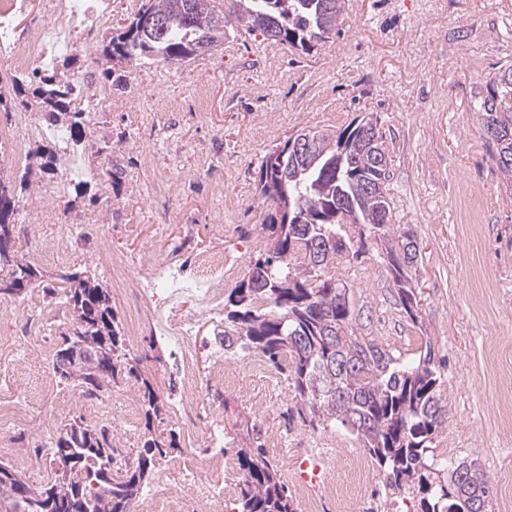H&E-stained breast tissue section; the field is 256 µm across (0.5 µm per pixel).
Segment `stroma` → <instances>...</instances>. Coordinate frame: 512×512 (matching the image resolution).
<instances>
[{
    "mask_svg": "<svg viewBox=\"0 0 512 512\" xmlns=\"http://www.w3.org/2000/svg\"><path fill=\"white\" fill-rule=\"evenodd\" d=\"M118 0L92 42L72 54L90 114L79 148L81 182L90 167L122 172L119 192L91 183L39 213L20 207L18 241L72 234V266L111 281L95 253L110 248L135 258L224 248L242 278L265 248L266 208L256 193L265 155L290 136L337 130L358 117L378 119L391 160L387 187L394 224L413 231L422 256L415 273L418 309L398 305L386 252L347 225L351 259L336 273L350 290L358 335L402 357L430 337L442 370L448 426L435 452L476 461L492 480V512H512V182L491 158L474 106L500 65L512 63V0H346L339 29L304 53L227 28L214 50L172 66L108 61L112 29L136 13ZM127 74L131 88L98 96L104 69ZM98 141L109 152L95 153ZM224 227L216 239L212 227ZM225 366L236 386L208 385V401L224 411V445L237 453L240 433L279 430L287 448L315 449L311 467L358 450L341 430L312 428L285 374L268 379L243 354ZM13 384L29 401L27 427L6 432L0 458L18 462L26 448L48 442L40 427L63 386L49 364L14 365L0 358V387Z\"/></svg>",
    "mask_w": 512,
    "mask_h": 512,
    "instance_id": "stroma-1",
    "label": "stroma"
}]
</instances>
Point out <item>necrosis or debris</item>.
<instances>
[{
	"label": "necrosis or debris",
	"mask_w": 512,
	"mask_h": 512,
	"mask_svg": "<svg viewBox=\"0 0 512 512\" xmlns=\"http://www.w3.org/2000/svg\"><path fill=\"white\" fill-rule=\"evenodd\" d=\"M113 0H48L44 13L36 15L31 0H0V74H20L34 66H48L74 45L77 35L93 36L112 15ZM34 17L36 33L18 27L23 17ZM45 129L31 112L14 113L9 123L0 124V149L5 161L22 166L28 161L27 143L45 137ZM97 250L112 269V293L133 296L129 307L132 326L140 324V308L153 306L151 332L164 342L173 360L177 388L172 403L173 418L191 426L194 447L181 467L190 471L204 465L217 477H235V459L224 450V413L206 399L203 381L229 387L232 372L224 365V354L216 350L208 366L199 359L198 326L207 320L224 324V282L232 272L220 250L195 254L183 260L161 261L152 254H141L137 261L112 252L106 239H99ZM0 354L15 363L41 361L51 355V347L39 324L27 323L20 336L0 345ZM58 416L78 412L106 423L113 430L116 446H124L131 434L138 407L125 398L120 409H112L107 398L82 393H60L56 402ZM351 504L353 512H378L374 505L376 479L365 460L350 456ZM296 493L302 512H327L326 502L336 496V483L324 474L300 476ZM136 512H233L223 488L204 485L191 479L161 478L138 500Z\"/></svg>",
	"instance_id": "obj_1"
}]
</instances>
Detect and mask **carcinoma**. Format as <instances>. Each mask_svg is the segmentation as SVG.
<instances>
[{"label":"carcinoma","instance_id":"obj_1","mask_svg":"<svg viewBox=\"0 0 512 512\" xmlns=\"http://www.w3.org/2000/svg\"><path fill=\"white\" fill-rule=\"evenodd\" d=\"M146 0L119 28L103 53L120 59L175 65L210 51L224 39L228 22L261 32L302 52L336 31L345 0ZM82 95L75 76L41 78L36 103L46 122L67 117L73 141L82 139L85 112L71 111ZM512 65L486 83L476 102L479 125L491 157L512 178ZM309 156L291 160V140L262 161L258 196L269 206L262 229L266 249L228 295L224 305V353L252 349L288 372L296 397L314 428H343L356 438L382 471L392 491L413 489L420 512H491L490 479L473 461L444 463L433 443L448 423L441 362L425 341L416 361L356 334L349 292L336 276V255L347 249L342 226L348 217L336 205L345 201L361 222L371 224L378 203L366 190L388 184L390 164H380L366 139L383 147L378 121L356 118L339 130L310 131ZM46 174L56 156L40 149ZM26 176L0 171V300H18L35 288L68 306L70 319L57 325L65 337L54 348L51 367L61 384L86 394L107 395L113 388L140 382L144 424L136 462L112 467L119 453L110 429L84 416L61 425L50 438L52 464L47 480L34 483L26 473L0 460V502L10 512H132L157 462L179 449L175 431L160 425L168 412L164 399L142 377L112 291L89 270H56L32 262L16 246L15 214ZM386 223L377 225L405 313L416 318L411 269L419 248L411 231L391 224L389 196L383 199ZM241 486L238 512H296L292 495L261 446L238 455Z\"/></svg>","mask_w":512,"mask_h":512}]
</instances>
